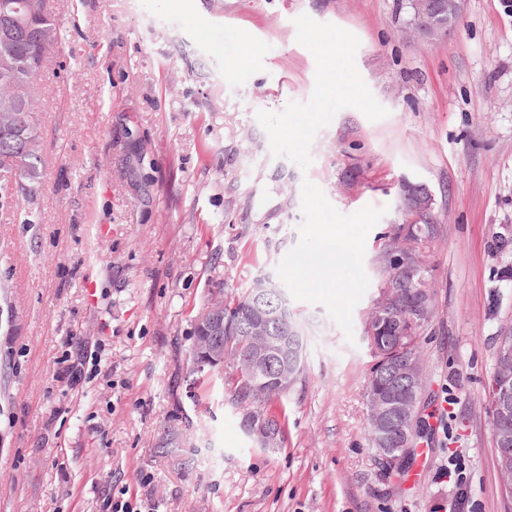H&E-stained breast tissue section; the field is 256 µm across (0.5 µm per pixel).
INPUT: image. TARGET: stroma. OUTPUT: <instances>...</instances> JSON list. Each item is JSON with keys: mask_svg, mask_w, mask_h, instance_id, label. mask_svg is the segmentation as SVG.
<instances>
[{"mask_svg": "<svg viewBox=\"0 0 512 512\" xmlns=\"http://www.w3.org/2000/svg\"><path fill=\"white\" fill-rule=\"evenodd\" d=\"M61 32L30 94L44 140L39 223L0 207V512H507L488 385L512 329L493 234L512 225V0H465L423 41L401 0H45ZM308 14L360 40L356 66L389 111L341 110L301 169L258 123L307 101ZM369 232L353 339L292 300L298 381L253 443L218 377L192 372L196 315L297 243L301 185ZM426 184L438 239L422 338L427 434L386 474L366 432L363 336L384 232L409 223L401 180ZM465 466L464 507L441 468ZM245 431L260 447L277 444L281 440V433L261 417L245 421Z\"/></svg>", "mask_w": 512, "mask_h": 512, "instance_id": "1", "label": "stroma"}]
</instances>
